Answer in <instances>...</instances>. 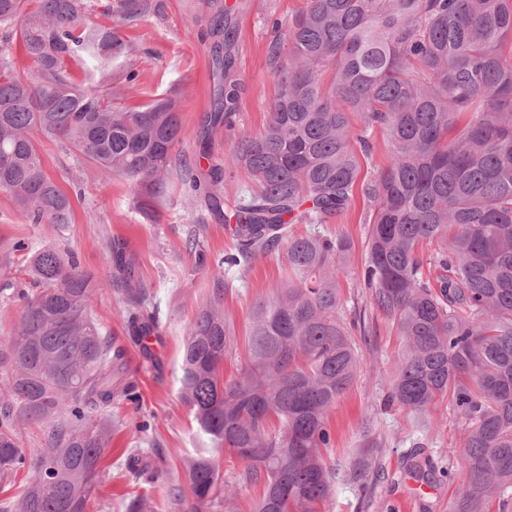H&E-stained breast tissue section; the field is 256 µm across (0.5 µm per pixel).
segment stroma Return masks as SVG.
Listing matches in <instances>:
<instances>
[{"mask_svg":"<svg viewBox=\"0 0 512 512\" xmlns=\"http://www.w3.org/2000/svg\"><path fill=\"white\" fill-rule=\"evenodd\" d=\"M153 7L133 24L121 27L122 37L137 49L139 73L136 103L179 90L182 98L183 139L174 148L183 162L201 168L224 163L241 133L263 130L277 93L274 65L267 54L274 25H288L304 0H152ZM230 6L238 18L236 72L242 86L234 128H220L211 136L210 156L199 159L195 133L211 107V41L202 35L217 9ZM47 174L69 195L71 223L24 224L11 198L0 192V250L15 238L34 247L53 245L77 256L82 266L102 281L89 303L91 315L116 344L127 347L128 377L140 395L139 405L123 401L104 411L112 437L102 458L109 481L100 489L89 512H128L141 498L147 512H169V484L186 485L185 460L200 448L195 423L181 398V347L186 327L196 310L215 296L212 274L195 270L186 241L200 234L214 257L233 249L224 224L210 219L180 178L158 206L155 218L144 216L137 194L126 180L90 167L60 142L38 138ZM370 202L363 191L338 220L310 224V233L344 234L352 244L339 273L346 323L362 358L361 372L328 416L333 435L326 456L337 465L359 460L369 475L367 486L336 481L327 506L320 512H448V501L464 478L463 472L447 477L450 459L460 458L464 446L462 422L448 400L439 401L428 416L429 428L420 431L412 415L385 403L386 383L400 352L392 323L376 311L368 298L361 273L366 255ZM123 239L127 254L147 291V305L160 320L155 353L160 363L143 365L136 347L130 346L118 315L120 295L111 285L113 263L110 242ZM287 274L281 254L261 256L250 263L223 265L224 314L236 334V352L245 341L254 303ZM423 449L435 469L427 479L408 473V457ZM139 452V481H131L129 458Z\"/></svg>","mask_w":512,"mask_h":512,"instance_id":"35a3bbf8","label":"stroma"}]
</instances>
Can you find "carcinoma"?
<instances>
[{
  "label": "carcinoma",
  "instance_id": "obj_1",
  "mask_svg": "<svg viewBox=\"0 0 512 512\" xmlns=\"http://www.w3.org/2000/svg\"><path fill=\"white\" fill-rule=\"evenodd\" d=\"M149 0H113L104 26L94 0H0V191L25 224H69V196L37 149L54 138L95 168L129 181L142 212L155 216L177 168L180 101L172 93L141 107L134 47L119 23L145 15ZM212 108L197 135L237 120L238 26L226 8L211 20ZM19 42L32 66H15ZM278 94L264 131L244 133L229 158L243 171L224 207V169L182 166L183 182L224 219L233 252L213 262L195 235L197 270L285 250L287 276L253 310L238 375L220 379L235 336L220 298L187 325L181 395L200 437L238 458L239 486L262 493L251 512H318L336 469L327 415L351 386L361 359L340 317L337 268L348 239L297 234L351 204L357 153L385 135L389 163L364 184L373 203L362 279L372 306L402 337L387 399L416 417L450 398L463 422L465 480L449 512H507L512 504V0H306L268 44ZM333 72L330 86L322 73ZM360 117V126L351 115ZM439 253L429 270L422 245ZM112 287L140 356L158 330L143 284L112 243ZM24 283L12 276L14 259ZM99 281L54 246L24 238L0 260V294L21 305L14 336L0 346V490L25 472L18 497L0 512H88L99 486L111 425L95 414L137 399L124 349L88 310ZM40 430L39 448L18 429ZM190 495L173 486L179 512H240L236 492L212 456L186 466Z\"/></svg>",
  "mask_w": 512,
  "mask_h": 512
}]
</instances>
